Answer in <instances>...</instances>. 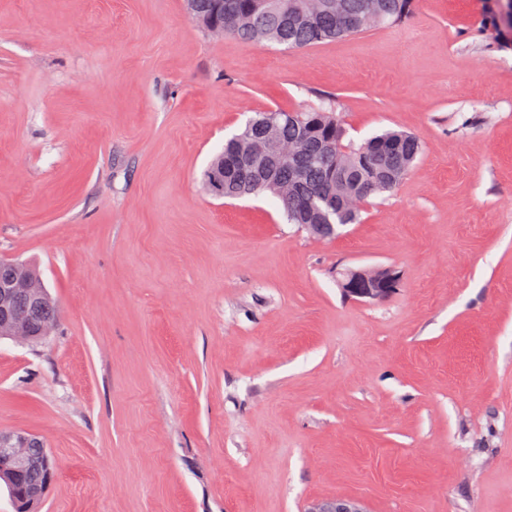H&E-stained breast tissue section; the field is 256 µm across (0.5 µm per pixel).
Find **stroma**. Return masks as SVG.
Masks as SVG:
<instances>
[{"mask_svg": "<svg viewBox=\"0 0 512 512\" xmlns=\"http://www.w3.org/2000/svg\"><path fill=\"white\" fill-rule=\"evenodd\" d=\"M490 0L306 50L184 0H0V259L53 336L0 341V431L39 437L38 512H512V45ZM331 104L344 144L422 152L321 239L202 174L256 113ZM389 267L379 303L342 271Z\"/></svg>", "mask_w": 512, "mask_h": 512, "instance_id": "obj_1", "label": "stroma"}]
</instances>
